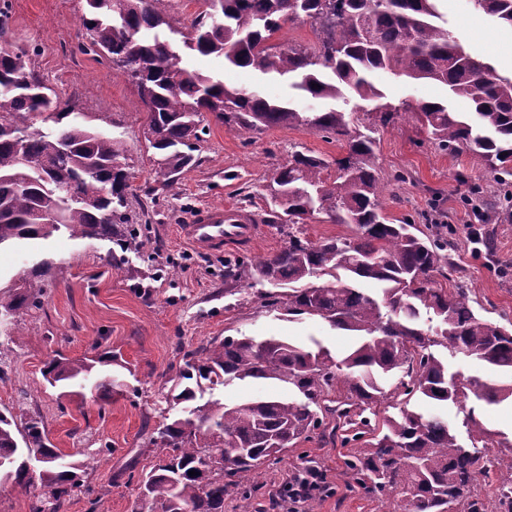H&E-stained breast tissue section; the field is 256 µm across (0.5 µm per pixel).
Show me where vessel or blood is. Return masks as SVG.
Returning <instances> with one entry per match:
<instances>
[{"label": "vessel or blood", "mask_w": 512, "mask_h": 512, "mask_svg": "<svg viewBox=\"0 0 512 512\" xmlns=\"http://www.w3.org/2000/svg\"><path fill=\"white\" fill-rule=\"evenodd\" d=\"M181 233L196 250L216 253L249 243L258 228L252 214L221 204L198 208L191 222L182 225Z\"/></svg>", "instance_id": "vessel-or-blood-1"}]
</instances>
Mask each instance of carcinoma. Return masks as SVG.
<instances>
[{"mask_svg": "<svg viewBox=\"0 0 512 512\" xmlns=\"http://www.w3.org/2000/svg\"><path fill=\"white\" fill-rule=\"evenodd\" d=\"M121 2L116 14L113 0H87L81 50L106 57L135 80L156 133L149 147L167 179L193 162L205 113L249 135L302 126L345 143L347 156L332 162L303 150L290 153L267 200V223L288 228V245L257 260L225 258L224 292L233 294L234 285L249 279L266 281L284 292L280 298L262 292L260 298L284 305L290 316H316L359 338L341 357L275 336H226L189 353L171 393L176 403L192 406L150 437L162 457L140 480L144 512H224L228 495L250 512L258 497V465L281 460L302 439L333 438L341 428L342 443L352 448L345 461L351 483L398 504L400 512H486L471 488L494 467L506 470L494 500L512 512V442H503L508 455L484 458L478 444L491 432L467 407L469 401L512 400V328L472 305L455 260V231L421 225V213L398 224L384 215L375 142L352 134L354 113L302 112L289 100L229 87L183 67L167 36L181 38L202 57L293 78L313 98L336 100L346 88L364 101L379 99L368 75L380 70L442 83L449 97L467 99L472 111L422 101L418 123L441 150L466 149L481 157L504 188L512 187V76L450 36L440 0H204L205 9L191 19L171 11L169 0ZM473 2L512 28V0ZM304 18L322 27L318 45L272 43L285 25ZM44 113L55 124L50 132L33 129L34 118ZM70 115L33 69L28 51L0 45V250L61 233L146 248L147 233L129 227V173L115 168L124 157L121 141L67 121ZM333 165L337 174L329 182L324 172ZM315 214L353 226V237L316 243L303 238L295 225ZM49 270L50 263L42 262L28 270L21 286L1 288L0 315L39 307ZM436 273L448 287L435 286ZM437 347L478 362L486 372L458 380ZM97 361L111 357L72 361L57 355L43 376L52 387L77 384ZM395 377L393 394L401 406L381 418L377 407L388 396L382 382ZM253 379L274 380L288 396L196 402L204 381L213 390ZM340 382L346 392L329 398ZM420 397L465 410L471 446L462 444L448 420L410 409ZM29 448L46 458L36 477L28 468ZM62 458L41 418L19 424L0 413V479L21 489L39 484L32 512H58L64 497L83 487L77 467Z\"/></svg>", "mask_w": 512, "mask_h": 512, "instance_id": "carcinoma-1", "label": "carcinoma"}]
</instances>
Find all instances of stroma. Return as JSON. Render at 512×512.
I'll return each instance as SVG.
<instances>
[{
    "instance_id": "stroma-1",
    "label": "stroma",
    "mask_w": 512,
    "mask_h": 512,
    "mask_svg": "<svg viewBox=\"0 0 512 512\" xmlns=\"http://www.w3.org/2000/svg\"><path fill=\"white\" fill-rule=\"evenodd\" d=\"M9 6L7 40L29 51L34 70L62 104L81 113L86 125L123 142L132 186L127 211L132 224L148 225L150 248L123 250L108 241L61 234L27 240L0 254V285L5 287L17 284L33 262L51 264L41 306L0 323V411L18 420L40 417L54 446L80 464L92 493L65 498L60 512H140L137 478L157 460L158 451L149 443L154 430L182 411L167 393L187 353L227 336L316 340L336 354L355 342L320 318H291L265 306L253 289L226 294L223 255L195 250L181 236V224L202 206L240 207L260 222L256 238L240 247V254L273 255L288 244L279 225L266 221L264 195L276 169L296 146L330 160L347 151L344 144L303 127H274L249 140L208 114L192 166L162 186L135 84L110 61L78 48L86 0H9ZM442 11L461 44L500 74L512 75L511 28L475 10L471 0H443ZM182 64L272 98L297 95L289 81L219 58L186 52ZM372 82L384 102L399 111L389 125H359L375 140L385 213L400 219L438 199L432 220L454 226L456 260L483 316L512 320V218L493 227V258L474 254L467 237L468 225L476 221L470 200L496 197L497 186L477 156L440 150L410 115L418 101L446 99V88L385 72L375 73ZM398 170L407 172L406 182L392 181ZM151 188L156 197H148ZM105 351L116 353L123 364L115 400L99 399L88 388L72 396L43 379L45 364L56 353L79 360ZM348 453L339 438L314 439L296 444L280 463L261 466L255 480L263 512H274V498L288 475L310 458L327 470L335 487L333 495L312 502L313 512H389L388 500L367 496L349 483Z\"/></svg>"
}]
</instances>
